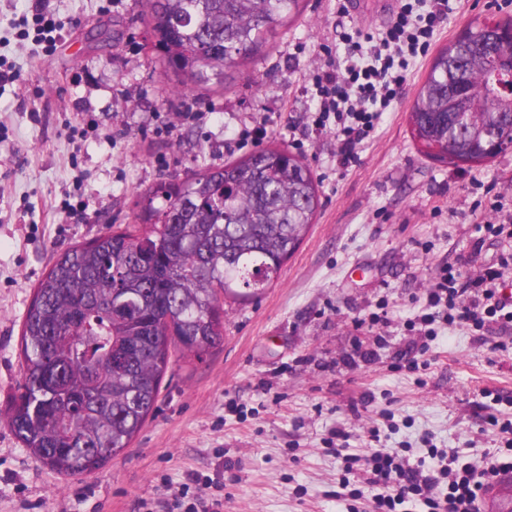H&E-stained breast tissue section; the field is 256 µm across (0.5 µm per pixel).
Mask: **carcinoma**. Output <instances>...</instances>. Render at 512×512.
I'll return each mask as SVG.
<instances>
[{
	"label": "carcinoma",
	"mask_w": 512,
	"mask_h": 512,
	"mask_svg": "<svg viewBox=\"0 0 512 512\" xmlns=\"http://www.w3.org/2000/svg\"><path fill=\"white\" fill-rule=\"evenodd\" d=\"M166 85L222 89L305 0H146ZM512 16L468 25L435 51L406 115L430 159L480 165L512 149V73L477 45ZM321 191L306 159L274 143L141 196L138 223L59 254L21 329L24 381L8 425L68 477L95 475L152 413L172 349L204 361L224 343V299L258 296L315 223ZM122 296L134 303L118 305Z\"/></svg>",
	"instance_id": "cac0c4a2"
}]
</instances>
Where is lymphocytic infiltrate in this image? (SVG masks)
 <instances>
[{"instance_id": "lymphocytic-infiltrate-1", "label": "lymphocytic infiltrate", "mask_w": 512, "mask_h": 512, "mask_svg": "<svg viewBox=\"0 0 512 512\" xmlns=\"http://www.w3.org/2000/svg\"><path fill=\"white\" fill-rule=\"evenodd\" d=\"M449 14V0H405L393 21L378 32L354 27L341 31L345 60L313 69L314 105L305 110L304 119L317 134L335 139L339 167L357 161L358 147L375 132L412 64L428 52ZM511 277L512 251L502 253L496 265L473 274L450 264L437 268L424 290L429 311L407 323L410 339L399 360L412 371L425 370L430 363L423 355L439 332L464 327L482 336L492 326H511L512 306L499 296L501 285ZM499 433L500 448L479 465L429 444L427 452L439 465L427 471L412 463L402 449L382 447L379 427L369 431L375 447L366 454L346 452L344 434L334 431L330 450L342 457L335 497L348 502L349 512H361L364 500L370 501V512H407L411 506L418 512H481L493 484L512 473V419L500 424ZM361 470L371 473V483L380 486V493L366 495L353 481V474Z\"/></svg>"}]
</instances>
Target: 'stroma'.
Returning <instances> with one entry per match:
<instances>
[{
	"instance_id": "stroma-1",
	"label": "stroma",
	"mask_w": 512,
	"mask_h": 512,
	"mask_svg": "<svg viewBox=\"0 0 512 512\" xmlns=\"http://www.w3.org/2000/svg\"><path fill=\"white\" fill-rule=\"evenodd\" d=\"M33 0H0V512H168L164 485L188 474L224 484V512H346L332 492L340 459L328 450L344 430L350 452L391 415L387 444L425 454L423 438L481 462L500 444L488 414L512 417V329L478 340L465 329L431 342L426 373L398 370L405 323L423 306L437 266L464 272L497 262L512 240L478 239L474 227L501 198L512 210V153L472 167L432 162L405 120L430 60L417 61L403 90L339 170L333 140L299 129L318 56L343 59L339 8L374 32L398 0H307L290 30L256 58L243 80L196 101L202 118L171 139L155 137L163 59L147 31L142 0H47L57 31L50 53L34 39L18 49L15 20ZM435 39L444 44L474 21L512 15V0H454ZM268 118L267 143L304 156L322 207L277 283L224 302V345L205 362L173 357L144 429L103 473L66 479L21 448L5 423L23 379L20 334L34 287L57 254L131 224L141 194L235 159L225 133ZM386 307L391 325L370 322ZM499 386L489 405L482 386Z\"/></svg>"
}]
</instances>
